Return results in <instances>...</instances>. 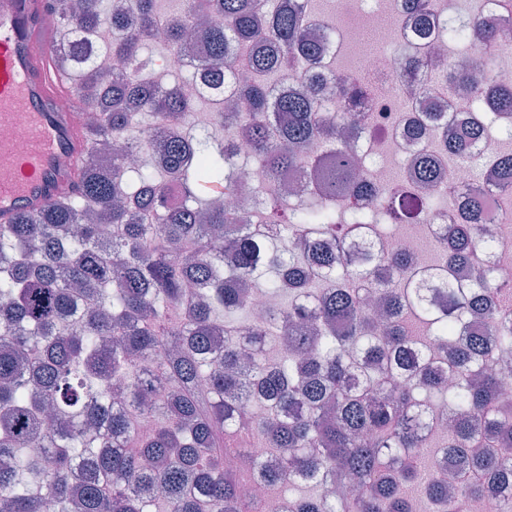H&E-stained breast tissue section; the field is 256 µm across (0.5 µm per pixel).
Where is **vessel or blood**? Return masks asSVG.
I'll list each match as a JSON object with an SVG mask.
<instances>
[{"label": "vessel or blood", "instance_id": "1", "mask_svg": "<svg viewBox=\"0 0 512 512\" xmlns=\"http://www.w3.org/2000/svg\"><path fill=\"white\" fill-rule=\"evenodd\" d=\"M47 0H0V224L72 194L85 152L78 107L44 22ZM25 151H17L16 140Z\"/></svg>", "mask_w": 512, "mask_h": 512}]
</instances>
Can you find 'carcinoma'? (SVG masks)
I'll list each match as a JSON object with an SVG mask.
<instances>
[{
	"instance_id": "obj_1",
	"label": "carcinoma",
	"mask_w": 512,
	"mask_h": 512,
	"mask_svg": "<svg viewBox=\"0 0 512 512\" xmlns=\"http://www.w3.org/2000/svg\"><path fill=\"white\" fill-rule=\"evenodd\" d=\"M159 2L50 0L59 67L97 120L83 126L78 191L0 224V512H45L47 494L61 512H263L242 494L243 478L224 471L229 441L243 436L279 452L276 468L255 462L258 479L311 490L289 499L292 512H415L417 491L428 512H469L490 485L512 512V401L486 363L512 356V290L480 271L464 286L450 276L451 264L478 266L492 251L481 195L465 193V223L448 225L441 245L447 257L424 266L398 249L367 247L355 261L332 249L358 228L336 201L360 207L354 167L368 158H355L337 126L357 128L361 91L338 75L332 96L312 89L272 101V80L319 53L304 33L310 0H184L162 33ZM405 2L428 40L427 0ZM449 10L455 28L497 45L479 0ZM188 21L201 34L190 78L163 85L141 50H178ZM235 43L254 51L256 80L237 90L240 108L208 99L223 121L202 125V98L187 96L186 83L224 89ZM476 102L483 122L460 131L451 113L433 115L456 152L490 129L512 137V79ZM144 112L147 126L136 122ZM174 129L158 164L150 136ZM240 134L269 182L267 236L219 199L237 189ZM303 166L328 208L290 204L275 189ZM411 174L424 188L440 178L431 157L413 160ZM488 182L512 195V152ZM170 184L182 204L166 209ZM420 205L394 193L383 214L412 224ZM248 285L288 305L255 320ZM434 288L447 295L441 309ZM375 294L388 298L383 336L368 309ZM486 312L489 329L472 331ZM216 331L228 336L218 350ZM271 340L286 343L276 361L264 355ZM257 396L271 420L245 411ZM439 403L453 418L435 445L428 410ZM154 416L161 425L141 434L139 421ZM436 447L454 459L457 484L434 470Z\"/></svg>"
}]
</instances>
